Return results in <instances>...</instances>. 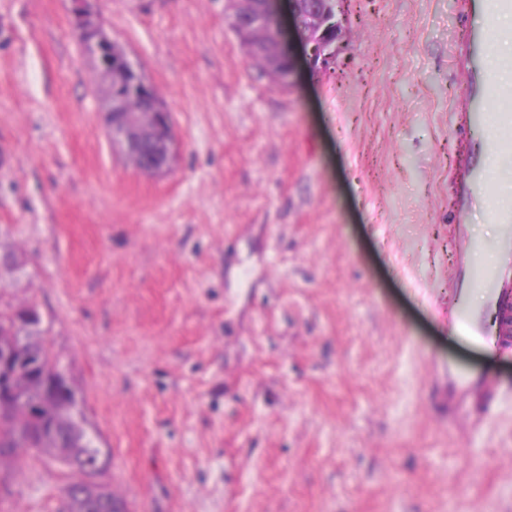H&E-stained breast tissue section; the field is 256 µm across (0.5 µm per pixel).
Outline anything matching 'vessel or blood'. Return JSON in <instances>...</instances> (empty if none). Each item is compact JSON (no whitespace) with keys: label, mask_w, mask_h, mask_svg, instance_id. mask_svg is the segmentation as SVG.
Segmentation results:
<instances>
[{"label":"vessel or blood","mask_w":512,"mask_h":512,"mask_svg":"<svg viewBox=\"0 0 512 512\" xmlns=\"http://www.w3.org/2000/svg\"><path fill=\"white\" fill-rule=\"evenodd\" d=\"M458 12L467 24L453 58L455 68L464 76L455 103L456 116L463 126L481 132L482 141L478 152L460 156L452 171L458 297L448 310V323L454 332L483 337L490 351L512 350V335L507 330L494 335L487 330L488 316L504 322L512 318V197L496 198L488 207L487 221L498 227L491 244L475 240L466 223L470 204L488 191L492 166L512 161V110L492 109L494 103L512 98V84L502 82L499 76L500 70L512 69V59L503 60L496 70L485 65L487 24L491 18L512 14V0H458ZM486 250L497 256L493 266L477 261ZM473 291L485 294V309L468 306L466 298ZM431 368L435 383L443 387L442 405L449 422L467 433L478 432L487 419L488 403L498 392L495 379L486 375L456 377L449 367L437 362Z\"/></svg>","instance_id":"vessel-or-blood-1"}]
</instances>
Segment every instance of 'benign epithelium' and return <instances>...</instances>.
I'll use <instances>...</instances> for the list:
<instances>
[{"mask_svg": "<svg viewBox=\"0 0 512 512\" xmlns=\"http://www.w3.org/2000/svg\"><path fill=\"white\" fill-rule=\"evenodd\" d=\"M77 30L93 56L99 71L113 78L112 43L101 44L87 36L92 27L85 19L87 0H71ZM345 0H288V12L304 46L308 65L316 71L327 69L337 61L347 41ZM107 122L112 138L125 154L136 160L145 173L167 171L172 162L173 130L171 114L162 101L149 93L142 94L144 111L126 112L123 101L109 95Z\"/></svg>", "mask_w": 512, "mask_h": 512, "instance_id": "7a95c632", "label": "benign epithelium"}]
</instances>
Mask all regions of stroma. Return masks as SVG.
<instances>
[{
  "mask_svg": "<svg viewBox=\"0 0 512 512\" xmlns=\"http://www.w3.org/2000/svg\"><path fill=\"white\" fill-rule=\"evenodd\" d=\"M171 114L138 170L70 0H0V307L37 306L129 512H512V355L449 330L453 0H351L325 73L257 68L225 0H90ZM502 387L449 426L425 356ZM50 456L0 512H62Z\"/></svg>",
  "mask_w": 512,
  "mask_h": 512,
  "instance_id": "1",
  "label": "stroma"
}]
</instances>
